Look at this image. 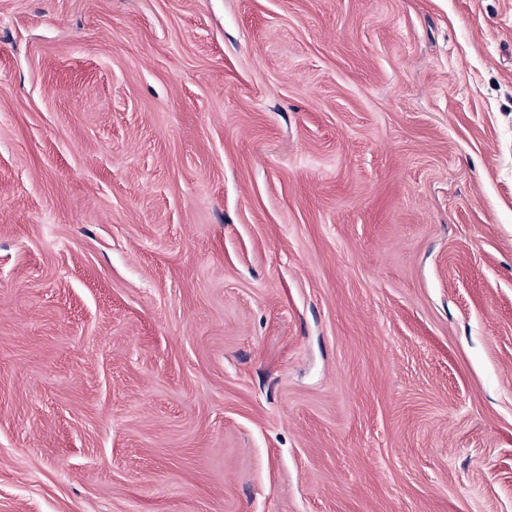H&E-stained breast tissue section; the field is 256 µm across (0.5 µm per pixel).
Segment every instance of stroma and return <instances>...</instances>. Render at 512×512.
Listing matches in <instances>:
<instances>
[{"mask_svg":"<svg viewBox=\"0 0 512 512\" xmlns=\"http://www.w3.org/2000/svg\"><path fill=\"white\" fill-rule=\"evenodd\" d=\"M0 512H512V0H0Z\"/></svg>","mask_w":512,"mask_h":512,"instance_id":"obj_1","label":"stroma"}]
</instances>
